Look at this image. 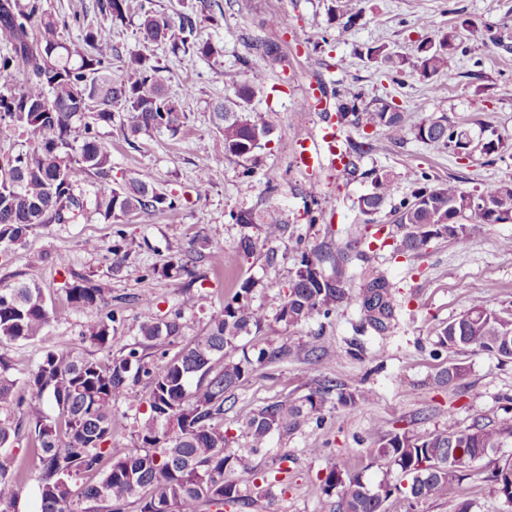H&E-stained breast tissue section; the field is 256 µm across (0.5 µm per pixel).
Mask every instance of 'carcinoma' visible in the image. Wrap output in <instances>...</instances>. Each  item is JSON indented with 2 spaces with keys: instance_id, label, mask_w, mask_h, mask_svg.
<instances>
[{
  "instance_id": "cac0c4a2",
  "label": "carcinoma",
  "mask_w": 512,
  "mask_h": 512,
  "mask_svg": "<svg viewBox=\"0 0 512 512\" xmlns=\"http://www.w3.org/2000/svg\"><path fill=\"white\" fill-rule=\"evenodd\" d=\"M129 0H97L103 23L84 28L78 42L62 39L69 27L45 8L44 0H0V137H26L23 148L0 158V256L22 246L30 229L41 224H75L94 212L114 224L145 211H161L172 221L180 207L166 193L138 177L112 186V148L99 126L120 118L124 136L165 130L177 135L185 114L164 89V67L154 47L167 44L173 53L210 57L221 53L219 44L198 37L200 22L184 16L175 21L140 0L141 39L118 78L112 77V22L124 20ZM359 16L354 0H336L335 19L344 28ZM458 34L450 31L418 44L410 56L392 55L382 46H368L365 55L379 68L395 73H417L430 78L444 70L457 52ZM255 57L265 63L281 60L279 47L264 43ZM23 82H18L21 70ZM260 68L237 82L235 96L213 106L217 129L224 139V156L243 158L261 148L272 126L250 108L263 96ZM342 119L354 117L357 126L381 128L401 137V116L385 102L359 106L361 96L352 90L332 92ZM416 140L452 151L469 134L441 114L431 113L412 129ZM84 174L100 178L88 208ZM412 199L394 208L396 223L407 231L390 244L395 254L419 255L442 234L463 238L512 217V181H496L466 191L450 181L427 184L428 176ZM374 191L359 197L364 216L378 213L396 193L389 171L375 176ZM265 240L284 233L279 212L267 211L262 219ZM256 282L245 281L232 302L212 316L208 332L190 340L174 354L181 338V313L163 322L148 321L139 329L140 340L120 348L105 361L77 358L66 346L43 355L16 391L10 365L0 357V448H12L28 426L36 454L40 512H223L224 503L241 498L239 484L225 472L267 447L276 434L298 428L300 418L322 422L328 396L336 395L343 408L359 410L372 396L368 390H349L332 379L317 386L301 404L276 401L252 412L243 426L244 442L232 446L221 419L227 393L249 377L252 363L234 362L227 353L236 349L251 329L265 322L252 293ZM67 302L75 310H105L90 327L92 344L112 349L117 315L109 309L104 290L88 277L70 273L65 283ZM355 301L362 327L383 332L395 317V303L386 275L377 272L360 292L346 287L341 274L325 275L317 263L304 259L295 271L277 320L295 326L315 316L329 317L336 306ZM51 319L42 289L35 283L0 284V344L30 341ZM438 344L476 347L500 358L512 359V314L492 310L477 300L463 315L448 322ZM167 357L153 369L140 350ZM146 382L148 394L135 390ZM147 406V416L130 448L112 447V401ZM55 409L52 415L49 409ZM377 437L378 454L407 478L401 487L381 482L368 486L361 473L331 468L323 479V494L337 496L333 512H385L384 503L394 492L418 504L443 497L448 483L466 475L472 464L512 440V422L488 426L474 422L464 429L448 417V428L424 436L406 432ZM24 463L10 470L0 463V505H13L25 482ZM99 473L93 483H78L84 474ZM494 490L512 502V459L502 457L491 472Z\"/></svg>"
}]
</instances>
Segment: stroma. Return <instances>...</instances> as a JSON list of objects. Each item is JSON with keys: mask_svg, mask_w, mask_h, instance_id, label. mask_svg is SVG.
<instances>
[{"mask_svg": "<svg viewBox=\"0 0 512 512\" xmlns=\"http://www.w3.org/2000/svg\"><path fill=\"white\" fill-rule=\"evenodd\" d=\"M153 7L173 18L222 14L220 27L201 25L200 37L218 42L223 52L215 58L195 53L176 57L167 47H157L156 56L166 68L165 90L186 115L178 135L154 131L129 141L116 123L101 127L100 133L112 145L113 185L141 178L179 201L180 219L173 223L164 213L147 212L109 224L92 213L77 224L36 227L24 246L0 258V279L37 283L52 312L50 324L35 340L0 344L11 376L23 378L41 355L63 345L79 357L107 359V350L86 336L98 310L76 311L65 301L70 271L105 288L120 319L117 336L123 345L138 340L141 323L165 319L177 310L183 341L203 335L211 315L251 278L257 282L254 302L265 311L266 321L231 357L241 359L257 347L278 351L279 357L256 364L225 402L228 435L242 439V425L253 410L278 400H300L324 377L369 390L373 397L354 411L328 400L322 423L304 422L291 433L273 436L267 448L229 472L243 498L225 505L224 512H329L322 480L336 465L361 471L373 486L384 479L401 482V474L378 457L371 436L375 430L422 436L446 428L452 418L462 427L476 420H512V360L437 345L441 326L465 313L475 298L512 313V224H492L464 240L440 236L417 257L396 256L376 244L361 258L336 257L340 231L364 228L383 238L403 233L391 206L368 219L357 208L358 198L373 191L378 172H393L398 202L411 198L417 188L414 177L422 172L431 184L454 178L468 191L512 180V0H358L360 15L346 29L333 18L332 0H153ZM423 17L432 20L431 29L418 27ZM463 18L491 26L501 41L467 44L433 78L386 76L362 54L367 46L413 54L422 39L451 31ZM139 24L135 9L113 23V74L121 73L136 50ZM263 42L278 45L283 57L282 63L267 66L266 92L253 103L273 133L253 156L227 158L211 110L234 97L236 82L248 74L246 61ZM316 85L352 88L364 102L397 106L403 137L354 126L334 112L305 111L302 96ZM429 112L468 125L482 140H501L502 151L465 156L417 141L411 130ZM328 125L336 129L339 150L354 142L372 144L367 153L353 155L356 168L349 174L308 171L294 163L296 139ZM218 155L224 165L215 178L210 164ZM270 209L287 226L272 243L264 242L254 223L230 219L234 212L257 218ZM245 236L256 244L253 253L226 266L225 250ZM88 240L96 242V249L85 248ZM38 254L44 260L37 264L33 258ZM178 255L186 256L197 274L192 284L164 274ZM305 257L320 260L325 274H341L353 289L360 288L364 273L384 271L399 306L389 330H362L360 310L352 302L326 319L317 316L294 327L278 322L291 278ZM190 291L204 295L202 306H184ZM144 294L154 297L153 306L141 305ZM454 365L464 366L466 376L439 383L440 374ZM510 454L512 445L473 463L468 476L449 484L445 498L412 506L393 494L386 512H450L461 498L471 502L473 512H512V503L494 491L489 479L497 458Z\"/></svg>", "mask_w": 512, "mask_h": 512, "instance_id": "35a3bbf8", "label": "stroma"}]
</instances>
